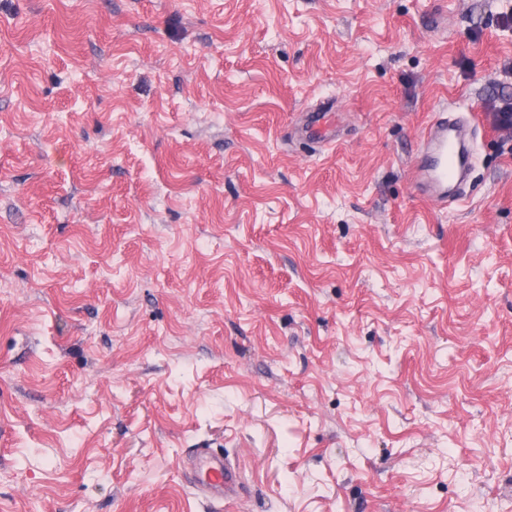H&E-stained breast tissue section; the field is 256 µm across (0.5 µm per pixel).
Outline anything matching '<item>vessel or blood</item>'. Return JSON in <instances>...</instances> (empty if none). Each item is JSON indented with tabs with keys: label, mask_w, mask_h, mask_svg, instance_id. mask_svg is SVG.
<instances>
[{
	"label": "vessel or blood",
	"mask_w": 512,
	"mask_h": 512,
	"mask_svg": "<svg viewBox=\"0 0 512 512\" xmlns=\"http://www.w3.org/2000/svg\"><path fill=\"white\" fill-rule=\"evenodd\" d=\"M476 131L473 121L451 123L442 117L426 133L420 155L412 168V180L420 193L436 205L447 206L450 189L464 180L472 158L468 137ZM197 466L203 472V483L212 492L234 493L235 472L225 464L223 456L203 452Z\"/></svg>",
	"instance_id": "obj_1"
}]
</instances>
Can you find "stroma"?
<instances>
[{
    "label": "stroma",
    "mask_w": 512,
    "mask_h": 512,
    "mask_svg": "<svg viewBox=\"0 0 512 512\" xmlns=\"http://www.w3.org/2000/svg\"><path fill=\"white\" fill-rule=\"evenodd\" d=\"M509 11L0 0V512H512ZM477 134L471 121L448 123L439 118L426 133L420 155L412 168V180L420 193L440 207L448 206V192L460 184L469 169L472 146L466 139ZM197 466L204 470L202 482L208 485L212 492L225 496L235 492V472L224 464L223 456L205 451L198 458Z\"/></svg>",
    "instance_id": "1"
}]
</instances>
